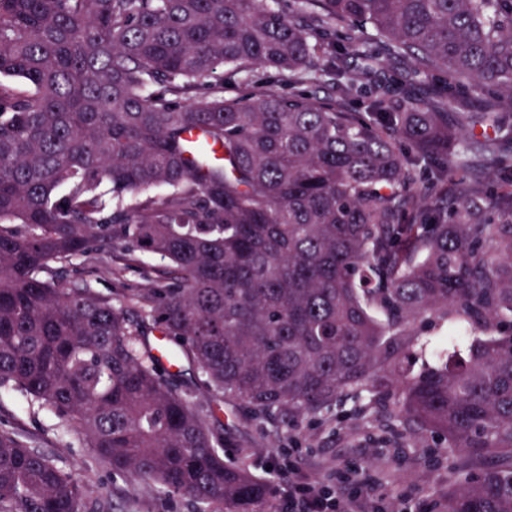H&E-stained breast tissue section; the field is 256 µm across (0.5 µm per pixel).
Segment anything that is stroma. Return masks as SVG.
<instances>
[{"label":"stroma","instance_id":"1","mask_svg":"<svg viewBox=\"0 0 512 512\" xmlns=\"http://www.w3.org/2000/svg\"><path fill=\"white\" fill-rule=\"evenodd\" d=\"M222 83L228 100L246 96L257 85L282 93L292 90L277 70L261 67L248 74L224 69ZM172 274L170 264L151 255L129 269L108 256L89 263L74 260L59 268L58 280L65 285L82 277L107 294L118 288H150ZM220 417L229 436L226 459L270 480L276 512H288L292 467L303 470L331 498L366 499L369 512H435V501L455 477L447 455L426 449L420 434L407 431L401 447H393L383 442L380 421L362 418L348 407L332 422L305 420L290 429L257 421L229 404L222 405ZM0 426L91 479L93 496L105 512H196L188 498L166 495L133 477L112 476L71 424L32 405L18 390L0 389Z\"/></svg>","mask_w":512,"mask_h":512}]
</instances>
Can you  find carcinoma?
I'll list each match as a JSON object with an SVG mask.
<instances>
[{
    "label": "carcinoma",
    "mask_w": 512,
    "mask_h": 512,
    "mask_svg": "<svg viewBox=\"0 0 512 512\" xmlns=\"http://www.w3.org/2000/svg\"><path fill=\"white\" fill-rule=\"evenodd\" d=\"M320 56L364 111L306 90L224 100L223 67L312 87ZM383 56L420 93L394 94ZM456 96L481 111H448ZM114 251L175 276L58 284L54 265ZM432 320L466 357L417 371L412 326ZM158 329L211 403L293 427L366 395L394 438L411 423L500 459L456 467L440 512H512V0H298L295 17L266 0H0V387L197 512H275L268 481L224 461L216 409L165 378ZM92 493L0 430V512H88Z\"/></svg>",
    "instance_id": "cac0c4a2"
}]
</instances>
